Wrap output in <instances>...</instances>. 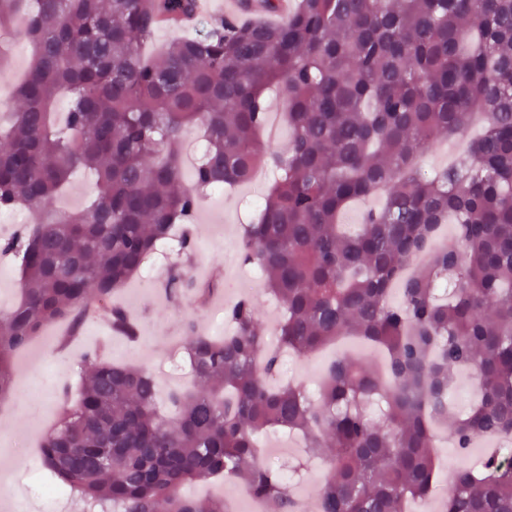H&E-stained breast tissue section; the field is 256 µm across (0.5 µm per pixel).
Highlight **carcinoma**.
<instances>
[{
  "mask_svg": "<svg viewBox=\"0 0 512 512\" xmlns=\"http://www.w3.org/2000/svg\"><path fill=\"white\" fill-rule=\"evenodd\" d=\"M187 23L194 36L142 59L159 27ZM10 27L34 53L0 129V210L26 207L34 222L0 243L20 262V300L0 315V402L14 353L49 322L69 319L75 334L102 310L112 333L138 337L109 301L173 225L192 223L197 196L175 189L186 130H204L202 191L245 183L260 165L278 174L238 241L284 307L276 344L251 295L224 307L221 337L187 325L195 385L169 392L172 417L150 375L86 354L80 398L62 396L41 448L63 488L105 512H224L221 499L180 493L223 476L269 512H298L281 466L256 446L282 426L326 462L320 512H405L435 497L437 430L462 452L487 435L512 439V0H298L279 23L207 21L198 0H0V32ZM269 90L287 110L284 152L259 143ZM476 112L486 128L467 156L423 172L418 159ZM80 170L95 174L97 195L56 212ZM378 192L381 207L342 232L347 204ZM448 222L455 233L435 244ZM165 290L174 304L215 292L184 263L168 268ZM340 336L380 347L389 381L342 358L316 399L268 382L281 351ZM464 368L478 390L461 413L448 389ZM440 512H512V456L459 470Z\"/></svg>",
  "mask_w": 512,
  "mask_h": 512,
  "instance_id": "obj_1",
  "label": "carcinoma"
}]
</instances>
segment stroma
I'll list each match as a JSON object with an SVG mask.
<instances>
[{"instance_id":"obj_1","label":"stroma","mask_w":512,"mask_h":512,"mask_svg":"<svg viewBox=\"0 0 512 512\" xmlns=\"http://www.w3.org/2000/svg\"><path fill=\"white\" fill-rule=\"evenodd\" d=\"M1 41L8 50L9 72L0 79V112H10L16 106L13 85L25 72L32 47L20 30ZM268 189L269 177L263 173L252 183L225 187L222 198L205 197L198 208L193 225L195 246L188 266L197 279L212 274L220 280L207 305H200L190 294L176 305L168 301L165 272L176 255L159 253L153 257L150 280L133 277L117 297L141 322L138 342L113 337L106 323L94 317L75 339L69 336L68 322L48 324L16 355L12 393L0 404V512H15L19 488L30 485L32 476L49 481L39 447L56 422L59 391L79 383L87 351L107 343L114 360L133 362L157 380L163 393L188 382L190 359L184 326L192 322L200 331L221 332L224 307L235 297L231 278L241 266L235 244L252 210L249 197L266 196Z\"/></svg>"}]
</instances>
